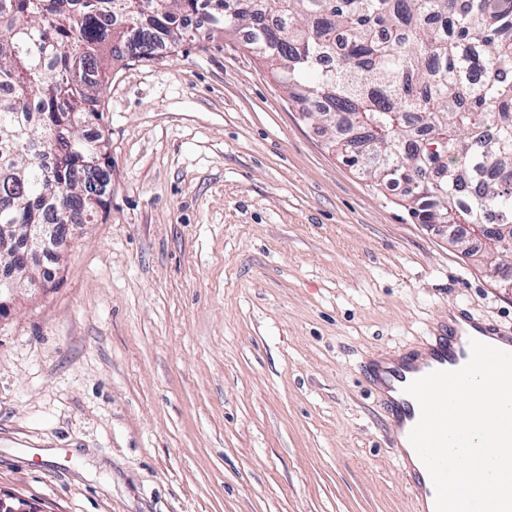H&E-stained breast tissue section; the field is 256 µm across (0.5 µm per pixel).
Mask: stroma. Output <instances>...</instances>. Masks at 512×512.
Listing matches in <instances>:
<instances>
[{
	"label": "stroma",
	"instance_id": "35a3bbf8",
	"mask_svg": "<svg viewBox=\"0 0 512 512\" xmlns=\"http://www.w3.org/2000/svg\"><path fill=\"white\" fill-rule=\"evenodd\" d=\"M241 34L116 65L102 218L0 310V493L38 512H412L367 372L512 294L331 151Z\"/></svg>",
	"mask_w": 512,
	"mask_h": 512
}]
</instances>
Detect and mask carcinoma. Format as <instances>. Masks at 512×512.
<instances>
[{
  "label": "carcinoma",
  "instance_id": "cac0c4a2",
  "mask_svg": "<svg viewBox=\"0 0 512 512\" xmlns=\"http://www.w3.org/2000/svg\"><path fill=\"white\" fill-rule=\"evenodd\" d=\"M0 0V225L94 224L111 178L94 162L115 62L240 32L308 118L359 114L355 166L401 189L421 224H492L490 266L512 257V0ZM207 28L190 26L194 18ZM493 182L479 180L486 165ZM98 179L90 200V178Z\"/></svg>",
  "mask_w": 512,
  "mask_h": 512
}]
</instances>
